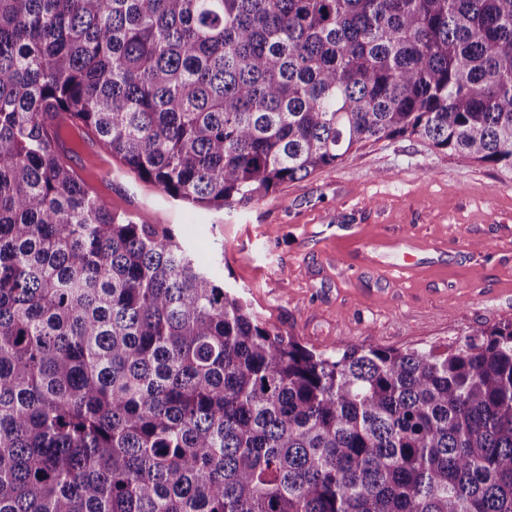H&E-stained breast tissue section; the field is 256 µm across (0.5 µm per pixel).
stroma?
Segmentation results:
<instances>
[{"mask_svg": "<svg viewBox=\"0 0 512 512\" xmlns=\"http://www.w3.org/2000/svg\"><path fill=\"white\" fill-rule=\"evenodd\" d=\"M109 203L171 228L263 321L318 350L445 345L512 320V174L420 139L367 143L232 212L174 203L117 164Z\"/></svg>", "mask_w": 512, "mask_h": 512, "instance_id": "35a3bbf8", "label": "stroma"}]
</instances>
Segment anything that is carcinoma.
<instances>
[{
	"mask_svg": "<svg viewBox=\"0 0 512 512\" xmlns=\"http://www.w3.org/2000/svg\"><path fill=\"white\" fill-rule=\"evenodd\" d=\"M60 115L207 210L397 137L512 173V0H0V512H512V321L309 349Z\"/></svg>",
	"mask_w": 512,
	"mask_h": 512,
	"instance_id": "1",
	"label": "carcinoma"
}]
</instances>
